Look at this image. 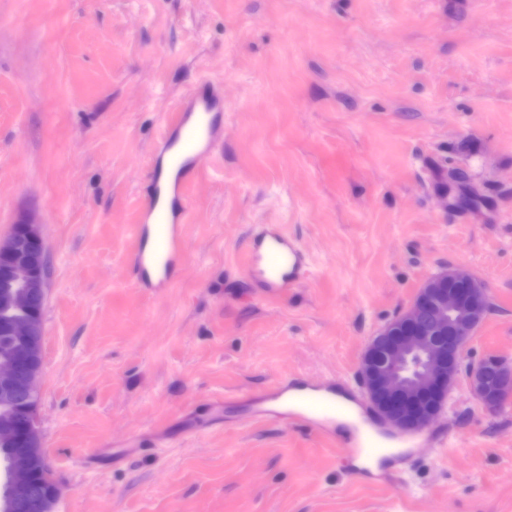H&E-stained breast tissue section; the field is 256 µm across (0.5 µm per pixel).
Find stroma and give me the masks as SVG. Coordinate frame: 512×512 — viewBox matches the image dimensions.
<instances>
[{
	"mask_svg": "<svg viewBox=\"0 0 512 512\" xmlns=\"http://www.w3.org/2000/svg\"><path fill=\"white\" fill-rule=\"evenodd\" d=\"M205 82L222 137L151 288L147 164ZM25 214L55 512H512V400L485 414L466 379L392 479L250 405L359 388L370 337L451 266L489 296L473 358L512 362V0H0V237ZM262 224L307 257L284 298L241 262Z\"/></svg>",
	"mask_w": 512,
	"mask_h": 512,
	"instance_id": "stroma-1",
	"label": "stroma"
}]
</instances>
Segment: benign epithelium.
Instances as JSON below:
<instances>
[{
	"label": "benign epithelium",
	"instance_id": "obj_1",
	"mask_svg": "<svg viewBox=\"0 0 512 512\" xmlns=\"http://www.w3.org/2000/svg\"><path fill=\"white\" fill-rule=\"evenodd\" d=\"M14 227L0 239V327L17 345L0 357V401L18 410L19 424L0 430V441L22 446L25 458L5 459L0 512H53L59 488L39 428L47 252L33 216ZM438 276L450 287L422 285L407 309L370 338L359 363L365 394L386 424L413 432L439 415L463 370L487 413L498 410L497 395L512 391L511 363L493 355L470 361L471 341L488 311L485 284L460 267Z\"/></svg>",
	"mask_w": 512,
	"mask_h": 512
}]
</instances>
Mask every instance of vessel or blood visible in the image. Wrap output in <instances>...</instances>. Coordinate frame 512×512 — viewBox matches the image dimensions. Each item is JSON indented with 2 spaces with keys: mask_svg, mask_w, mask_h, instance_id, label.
Returning a JSON list of instances; mask_svg holds the SVG:
<instances>
[{
  "mask_svg": "<svg viewBox=\"0 0 512 512\" xmlns=\"http://www.w3.org/2000/svg\"><path fill=\"white\" fill-rule=\"evenodd\" d=\"M223 110L221 91L204 84L175 107L164 126L160 145L168 155L167 168L152 169L149 198L134 229L131 266L140 280L166 281L181 251L180 227L175 218L189 210L188 175L211 153L219 129L217 115ZM244 263L263 294L274 298L296 285L305 257L277 227L263 225ZM255 415L285 418L323 434L331 433L340 422L351 425L355 441L345 449L349 455L362 452L370 458L384 457L393 444L405 448L421 445L417 435L383 432L364 400L332 380L315 384L280 382L266 392Z\"/></svg>",
  "mask_w": 512,
  "mask_h": 512,
  "instance_id": "obj_1",
  "label": "vessel or blood"
}]
</instances>
